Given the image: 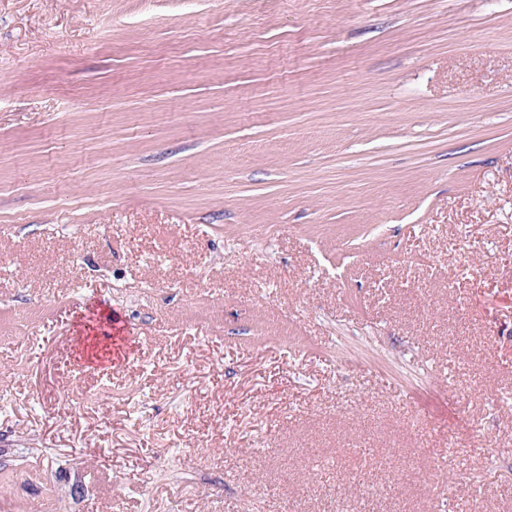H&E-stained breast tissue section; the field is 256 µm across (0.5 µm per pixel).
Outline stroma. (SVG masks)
<instances>
[{
  "label": "stroma",
  "instance_id": "obj_1",
  "mask_svg": "<svg viewBox=\"0 0 512 512\" xmlns=\"http://www.w3.org/2000/svg\"><path fill=\"white\" fill-rule=\"evenodd\" d=\"M0 512H512V0H0Z\"/></svg>",
  "mask_w": 512,
  "mask_h": 512
}]
</instances>
